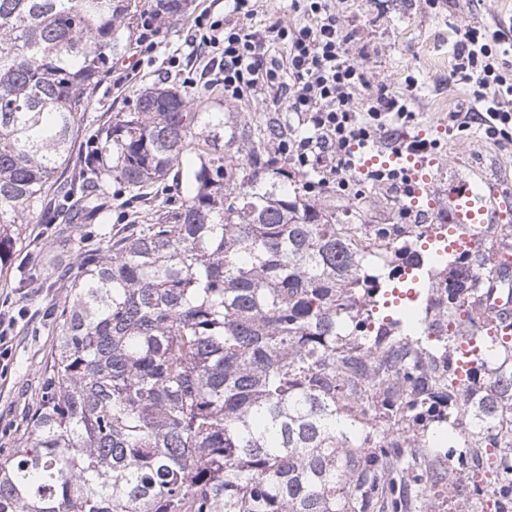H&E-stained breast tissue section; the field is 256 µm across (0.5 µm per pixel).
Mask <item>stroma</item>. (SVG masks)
Returning <instances> with one entry per match:
<instances>
[{
	"label": "stroma",
	"mask_w": 512,
	"mask_h": 512,
	"mask_svg": "<svg viewBox=\"0 0 512 512\" xmlns=\"http://www.w3.org/2000/svg\"><path fill=\"white\" fill-rule=\"evenodd\" d=\"M224 4L225 0H190L187 14L162 26L152 53L120 55L92 97L91 115L108 120L124 111L136 90L160 80L204 87L210 78L204 69L207 55L191 45L189 25L193 13L206 7L222 16ZM331 6L352 34V62L365 72L372 88L406 95L414 115L407 125H394L377 136L375 145L394 146L407 134L439 142L430 223H447L453 184L476 179L490 205L497 207L498 223L512 224V209L501 208L498 199L512 188V142L489 138L476 126L463 132L450 128L451 113L471 106V90L453 70L452 45L459 32L473 26L498 29L512 39V0H438L434 5L429 0H331ZM224 115L242 123L274 117L289 136L304 132L294 114L268 100L225 102ZM352 180V193H340L331 184L313 193V201L334 204L338 217L350 216L359 224L418 223L419 215L403 192L357 172ZM1 302L24 313L12 332V364L0 374V451L6 453L26 424L23 408L39 389L54 338L45 329L48 310L27 307L16 277L0 278Z\"/></svg>",
	"instance_id": "stroma-1"
}]
</instances>
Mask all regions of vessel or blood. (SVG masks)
Returning <instances> with one entry per match:
<instances>
[{"mask_svg": "<svg viewBox=\"0 0 512 512\" xmlns=\"http://www.w3.org/2000/svg\"><path fill=\"white\" fill-rule=\"evenodd\" d=\"M433 164V159L420 151L409 149L383 151L372 148L357 157L354 168L360 173L368 172L376 166L404 170L409 177L406 195L411 207L420 210L430 197L429 183ZM448 201V209L453 215L452 223L458 232L457 238L451 243L452 248L459 251L475 248L476 239L467 234V225L489 224L493 221L492 212L481 186L474 182H459L449 190Z\"/></svg>", "mask_w": 512, "mask_h": 512, "instance_id": "b4317fda", "label": "vessel or blood"}]
</instances>
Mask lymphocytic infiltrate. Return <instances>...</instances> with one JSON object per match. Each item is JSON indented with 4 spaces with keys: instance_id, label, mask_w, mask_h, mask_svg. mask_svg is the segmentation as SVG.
<instances>
[{
    "instance_id": "lymphocytic-infiltrate-1",
    "label": "lymphocytic infiltrate",
    "mask_w": 512,
    "mask_h": 512,
    "mask_svg": "<svg viewBox=\"0 0 512 512\" xmlns=\"http://www.w3.org/2000/svg\"><path fill=\"white\" fill-rule=\"evenodd\" d=\"M290 24H255L254 0H230L223 17L194 19L201 44L212 48L216 82L234 102L258 96L293 112L306 135L280 142L277 154L307 175L306 189L335 184L348 192L355 147L376 137L387 121L405 120L403 99L369 91L352 63L351 40L329 0H290ZM455 67L472 85L473 103L452 119L465 130L473 122L491 137L512 140V42L504 33L471 28L459 35Z\"/></svg>"
}]
</instances>
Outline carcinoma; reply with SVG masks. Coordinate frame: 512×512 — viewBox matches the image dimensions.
<instances>
[{"instance_id": "carcinoma-1", "label": "carcinoma", "mask_w": 512, "mask_h": 512, "mask_svg": "<svg viewBox=\"0 0 512 512\" xmlns=\"http://www.w3.org/2000/svg\"><path fill=\"white\" fill-rule=\"evenodd\" d=\"M144 0H0V273L49 195L84 245L57 267L55 344L0 512H512V225L339 224L288 190L253 130L184 85L134 93L87 136L91 96ZM197 146L185 194L141 211ZM245 157V163L239 157ZM132 224L103 233L104 186ZM424 289L421 325L391 304ZM469 367L461 369V364ZM464 376H459L458 370Z\"/></svg>"}]
</instances>
